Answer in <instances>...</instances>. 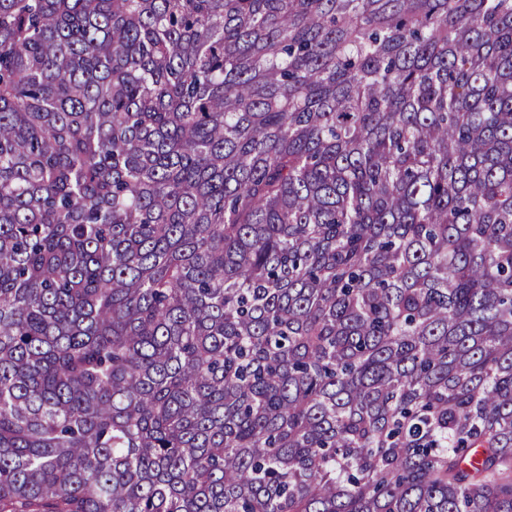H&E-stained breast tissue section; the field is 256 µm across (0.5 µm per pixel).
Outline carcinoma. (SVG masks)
<instances>
[{
  "label": "carcinoma",
  "mask_w": 512,
  "mask_h": 512,
  "mask_svg": "<svg viewBox=\"0 0 512 512\" xmlns=\"http://www.w3.org/2000/svg\"><path fill=\"white\" fill-rule=\"evenodd\" d=\"M0 512H512V0H0Z\"/></svg>",
  "instance_id": "1"
}]
</instances>
